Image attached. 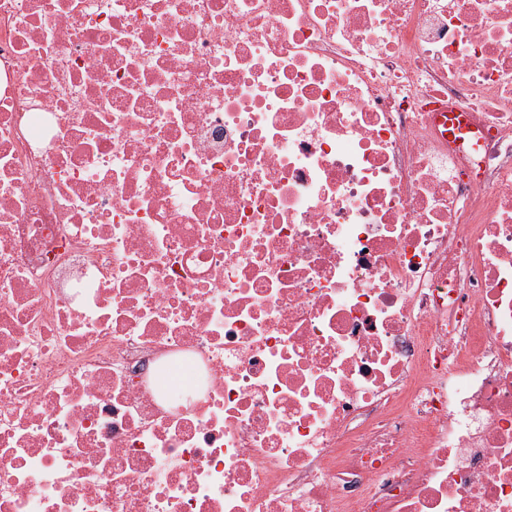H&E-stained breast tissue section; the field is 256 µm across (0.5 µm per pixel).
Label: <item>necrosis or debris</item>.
<instances>
[{
  "label": "necrosis or debris",
  "mask_w": 512,
  "mask_h": 512,
  "mask_svg": "<svg viewBox=\"0 0 512 512\" xmlns=\"http://www.w3.org/2000/svg\"><path fill=\"white\" fill-rule=\"evenodd\" d=\"M0 512H512V0H0Z\"/></svg>",
  "instance_id": "obj_1"
}]
</instances>
